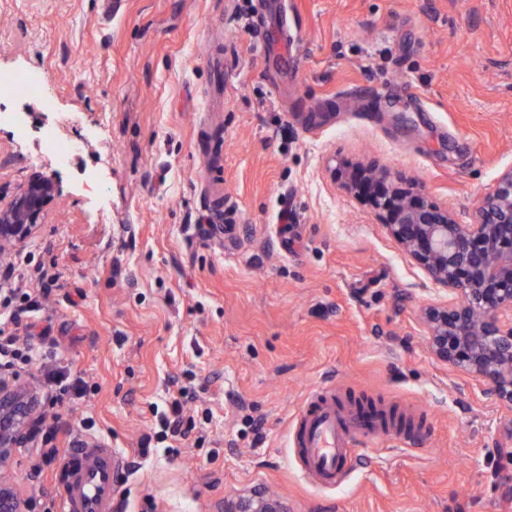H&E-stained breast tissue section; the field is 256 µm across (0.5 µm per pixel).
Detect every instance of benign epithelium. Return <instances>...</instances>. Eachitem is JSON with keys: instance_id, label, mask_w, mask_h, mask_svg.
I'll return each instance as SVG.
<instances>
[{"instance_id": "benign-epithelium-1", "label": "benign epithelium", "mask_w": 512, "mask_h": 512, "mask_svg": "<svg viewBox=\"0 0 512 512\" xmlns=\"http://www.w3.org/2000/svg\"><path fill=\"white\" fill-rule=\"evenodd\" d=\"M345 186L369 194L390 235L452 297L427 307V344L440 361L484 384L491 401L512 407V168L499 174L473 220L459 223L417 186L391 173L361 169ZM58 196L53 176L36 172L0 205V249L25 242ZM35 398L0 376V461L28 441ZM0 512H28L26 501L0 482ZM224 512H281L271 498L229 501Z\"/></svg>"}]
</instances>
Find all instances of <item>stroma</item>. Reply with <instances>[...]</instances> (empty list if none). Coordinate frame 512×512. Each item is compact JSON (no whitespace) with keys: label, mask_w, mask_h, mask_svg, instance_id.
Returning a JSON list of instances; mask_svg holds the SVG:
<instances>
[{"label":"stroma","mask_w":512,"mask_h":512,"mask_svg":"<svg viewBox=\"0 0 512 512\" xmlns=\"http://www.w3.org/2000/svg\"><path fill=\"white\" fill-rule=\"evenodd\" d=\"M0 0V76L49 75L0 127V200L32 173L59 195L0 254L5 333L56 355L82 396L53 405L45 360L5 375L41 432L0 462L30 512H62L60 451L126 455L117 512H512V408L438 361L443 287L335 170L371 162L460 223L512 167V0ZM54 109H46L43 97ZM83 142L65 166L45 128ZM51 273L35 277V267ZM187 387L186 436L156 408ZM336 386L418 423L363 440L322 489L292 462L306 393ZM148 454H141V445ZM225 512H281L277 502L271 498H258L251 501H228Z\"/></svg>","instance_id":"obj_1"}]
</instances>
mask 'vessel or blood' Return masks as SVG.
<instances>
[{
  "mask_svg": "<svg viewBox=\"0 0 512 512\" xmlns=\"http://www.w3.org/2000/svg\"><path fill=\"white\" fill-rule=\"evenodd\" d=\"M391 430L388 419L363 414L335 388H314L293 423V455L312 482L333 487L348 474L357 440ZM124 467L121 453L106 444L69 450L60 479L63 512H112Z\"/></svg>",
  "mask_w": 512,
  "mask_h": 512,
  "instance_id": "1",
  "label": "vessel or blood"
}]
</instances>
